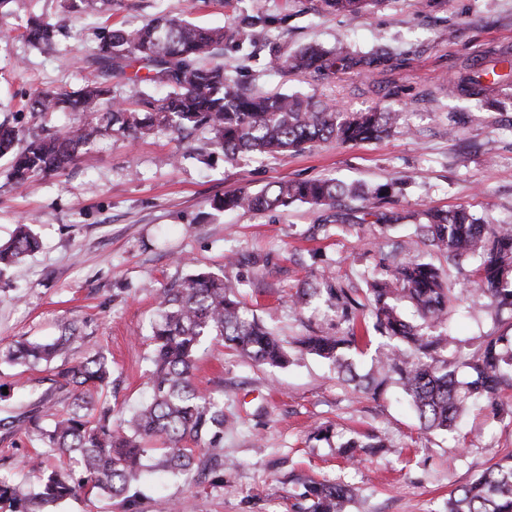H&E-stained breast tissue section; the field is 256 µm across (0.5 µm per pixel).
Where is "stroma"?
I'll list each match as a JSON object with an SVG mask.
<instances>
[{"label": "stroma", "mask_w": 512, "mask_h": 512, "mask_svg": "<svg viewBox=\"0 0 512 512\" xmlns=\"http://www.w3.org/2000/svg\"><path fill=\"white\" fill-rule=\"evenodd\" d=\"M189 11L192 21L224 28L214 61L239 71L248 88L263 94H297L333 102L350 112L389 106L399 113L391 135L341 146L319 142L301 152L224 157L200 128L185 141L165 132L134 139L103 130L95 144L60 175L20 186L0 159V244L16 225H31L40 249L0 277V348L27 340L51 342L68 329L85 336L73 357L102 352L112 364L104 395L113 411L138 406L151 369L149 334L157 292L194 266L241 279L244 311L281 338L335 331L334 313L300 309L293 296L305 283L338 282L360 288L380 261L381 237L406 242L410 227L381 232L374 224H339L327 207L297 203L265 212L219 211L215 197L244 188L261 191L281 180L335 179L371 191L384 188V208L466 206L498 224H512V98L503 107L448 96L440 86L473 64L512 53V0H376L370 13L351 21L319 11L316 0H107L92 14L73 13L64 0H9L0 9V123L27 135L81 121L78 112L40 117L26 108L44 86L75 90L87 73L80 58L95 47L103 27L131 30L159 11ZM268 18L263 40L250 57L234 48L243 20ZM64 26L49 46L25 39L29 19ZM345 54L383 50L386 67L361 73L336 70L316 78L269 66L310 43ZM463 133L449 136L453 118ZM238 257L236 265L226 256ZM482 307L456 315L450 332L467 348L496 323ZM55 364L0 362V476L36 484L44 471L66 469L44 458L36 439L4 427L40 397L56 411L70 402ZM194 380L224 393V431L218 475L175 476L150 469L129 489L136 512H297L305 480H329L356 492L351 512H447L448 495L483 470L512 456V420L474 408L458 446L442 434H423L404 395L390 386L375 400L340 383L324 359L292 351L291 362L272 368L241 359L222 342L206 340ZM330 439L315 440L321 426ZM375 431L389 446L358 462L338 453L351 431Z\"/></svg>", "instance_id": "1"}]
</instances>
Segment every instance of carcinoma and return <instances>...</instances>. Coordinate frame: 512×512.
Returning a JSON list of instances; mask_svg holds the SVG:
<instances>
[{"mask_svg":"<svg viewBox=\"0 0 512 512\" xmlns=\"http://www.w3.org/2000/svg\"><path fill=\"white\" fill-rule=\"evenodd\" d=\"M320 9L356 19L375 0H319ZM268 20L245 19L246 31L236 44L255 46ZM28 40L38 45L54 42L58 27L39 19L26 25ZM224 45V30L205 28L183 15L159 12L141 27L110 28L96 48L82 60L93 79L76 91L37 89L30 95V111L45 115L60 109L82 112L89 120L65 131L26 136L22 130L0 124V156L13 157L12 177L20 184L42 173H60L70 167L101 132V118L118 131L143 134L170 131L180 134L204 126L213 144L226 156L282 154L321 141L356 145L381 139L397 125L398 113L388 107L370 112H344L323 101L299 95L267 96L243 88L237 71L222 64L208 65ZM336 50L309 45L293 55L274 56L270 66L284 73L321 77L336 70ZM389 61L375 53L349 58L343 67L376 69ZM143 81L170 89L161 100L142 97L137 110L126 108L112 94L121 83ZM512 87V60L502 55L496 65L471 69L452 82V92L486 101ZM343 196L362 200L358 223L385 230L404 220L398 212L379 209L380 193L364 195L335 180L279 181L258 193L246 189L213 201L217 210H274L295 202L333 206ZM413 235L457 265L479 258L465 282L451 280L446 270L419 256L390 264L379 263L366 279V288H340L332 282L311 284L296 293V302L319 300L336 310L340 328L334 334L314 333L297 342L300 352L317 355L336 368L338 381L380 398L392 380L406 395L424 434H459V420L476 404L493 415L506 408L502 397L512 390V324L484 337L464 351L448 333L452 316L461 312L460 296L468 294L491 312L512 311V225L496 224L465 207L426 208L411 215ZM39 248L30 227L21 224L6 246H0V276L21 258ZM240 280L204 269H192L158 295V314L152 324L151 398L115 423L112 410L96 408L112 377L107 357L96 352L80 361L68 360L71 345L84 340L73 333L53 343L28 342L0 354L12 363L61 361L59 377L68 389V409L52 413L51 423L40 425L41 413L52 405L42 399L28 414L10 421L16 432H36L45 453L75 461L76 471H52L35 488L0 478V512H50L54 504L80 494L122 498L156 454V465L184 474L203 453L219 447L229 419L224 402L194 383L196 354L208 338L224 342L243 358L273 367L290 363L285 342L265 324L247 317L238 299ZM407 300L416 313L409 321L397 301ZM378 339L373 358L375 372L359 373L350 351ZM469 369L471 380L461 382L457 370ZM387 447L373 431L355 433L340 444L341 454L356 461L360 452ZM302 512H346L353 499L349 485L314 481L304 485ZM447 512H512V462L495 464L472 482L448 496Z\"/></svg>","mask_w":512,"mask_h":512,"instance_id":"1","label":"carcinoma"}]
</instances>
